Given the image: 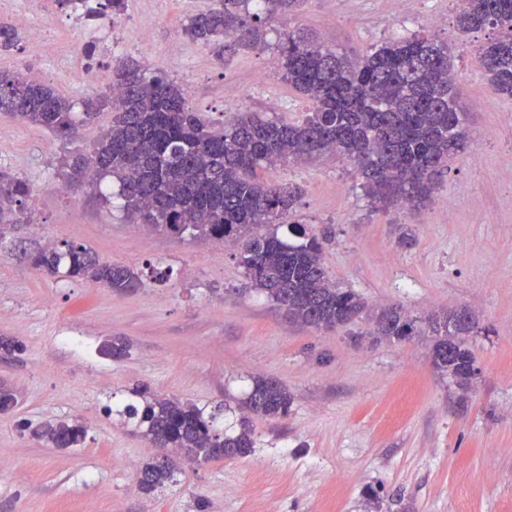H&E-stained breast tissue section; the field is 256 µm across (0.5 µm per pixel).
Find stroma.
<instances>
[{
  "instance_id": "35a3bbf8",
  "label": "stroma",
  "mask_w": 512,
  "mask_h": 512,
  "mask_svg": "<svg viewBox=\"0 0 512 512\" xmlns=\"http://www.w3.org/2000/svg\"><path fill=\"white\" fill-rule=\"evenodd\" d=\"M306 0L294 22L321 40L362 50L386 39L434 33L453 54L459 105L472 150L452 157L430 199L417 208H374L360 179L333 157L264 174L299 186L293 217L329 231L322 262L340 287L370 306L396 303L411 316L459 308L476 327L466 339L475 372L460 384L436 371L431 339L374 340L366 321L331 330L289 322L265 297L242 293L234 250L207 239L175 240L137 229L124 211L86 190L67 191V156L87 152L112 124L109 111L65 140L0 114V172L32 187L28 223L0 226V382L18 403L0 413V512H512V98L485 76L478 45L492 29L463 32L460 0ZM211 0H124L121 38L102 73L86 67L93 30L45 29L42 55L27 38L0 50V69L42 71L46 84L79 102L100 93L113 69L169 59L209 129L236 112L290 121L310 109L277 76L274 50L239 51L219 63L182 27ZM444 18L441 26L433 18ZM244 98L225 100L226 87ZM75 241L101 261L142 271L145 285L118 294L49 275L29 256ZM126 356L104 353L113 342ZM286 386V417L252 416L255 446L243 458L183 467L153 495L136 485L157 448L120 412L133 388L224 404L240 417L253 379ZM79 421L76 448L38 442L31 428Z\"/></svg>"
}]
</instances>
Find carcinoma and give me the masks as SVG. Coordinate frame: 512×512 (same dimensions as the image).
Masks as SVG:
<instances>
[{
    "label": "carcinoma",
    "mask_w": 512,
    "mask_h": 512,
    "mask_svg": "<svg viewBox=\"0 0 512 512\" xmlns=\"http://www.w3.org/2000/svg\"><path fill=\"white\" fill-rule=\"evenodd\" d=\"M305 0H213L193 16L184 33L211 47L219 61L241 49L277 52L281 79L312 104L291 123L257 112H241L218 132L208 129L190 106L182 87L138 65L113 71L112 81L83 110L23 71L0 70V112L67 140L105 109L112 125L86 153L68 163L69 178L87 183L103 202L112 197L141 226L169 237L189 235L230 244L248 285L282 310L288 319L316 329H332L371 315L372 335L405 339L434 336V367L460 382L474 374L465 337L475 327L472 314L448 311L428 318L424 328L397 305L370 312L351 289L328 276L319 238L304 231L299 240L279 236L300 195L298 187L271 184L261 171L300 160L336 155L352 165L369 202L376 208L417 207L431 196L448 158L468 150L452 72L448 42L414 33L375 45L362 53L339 52L305 28H286L272 44L268 28L295 15ZM459 29L491 27L494 38L478 48L479 62L497 91L512 97V0H462ZM30 185L0 173V224L27 220ZM36 268L64 272L117 293L144 285L129 266L100 262L84 245L63 241L30 254ZM124 407L143 435L175 458L148 462L139 488L152 493L176 482L178 465L243 457L254 438L241 417L238 426L218 425L224 410L163 397L145 388ZM292 403L278 381L259 378L244 409L272 419L285 417ZM35 435L55 448L81 445L85 426L47 423Z\"/></svg>",
    "instance_id": "carcinoma-1"
}]
</instances>
